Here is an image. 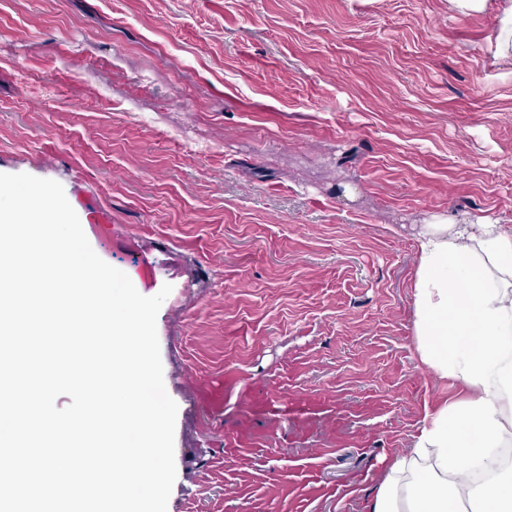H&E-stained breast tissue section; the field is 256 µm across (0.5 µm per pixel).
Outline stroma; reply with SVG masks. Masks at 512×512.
<instances>
[{
	"mask_svg": "<svg viewBox=\"0 0 512 512\" xmlns=\"http://www.w3.org/2000/svg\"><path fill=\"white\" fill-rule=\"evenodd\" d=\"M497 16L448 0H0V171L80 176L157 316L167 512H369L457 388L415 225L512 224Z\"/></svg>",
	"mask_w": 512,
	"mask_h": 512,
	"instance_id": "1",
	"label": "stroma"
}]
</instances>
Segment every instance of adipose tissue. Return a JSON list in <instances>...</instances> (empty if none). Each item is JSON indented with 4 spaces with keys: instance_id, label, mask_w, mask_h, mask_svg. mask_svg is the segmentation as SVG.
<instances>
[{
    "instance_id": "obj_1",
    "label": "adipose tissue",
    "mask_w": 512,
    "mask_h": 512,
    "mask_svg": "<svg viewBox=\"0 0 512 512\" xmlns=\"http://www.w3.org/2000/svg\"><path fill=\"white\" fill-rule=\"evenodd\" d=\"M416 242V355L463 396L425 412L369 512H512V225L438 216Z\"/></svg>"
}]
</instances>
